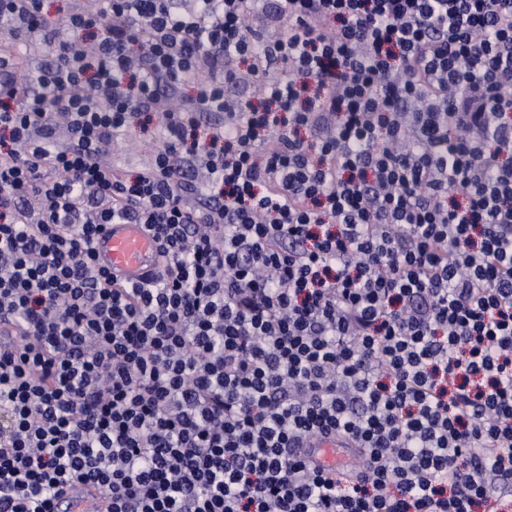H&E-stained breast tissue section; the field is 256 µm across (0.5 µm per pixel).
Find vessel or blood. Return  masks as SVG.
Segmentation results:
<instances>
[{
	"mask_svg": "<svg viewBox=\"0 0 512 512\" xmlns=\"http://www.w3.org/2000/svg\"><path fill=\"white\" fill-rule=\"evenodd\" d=\"M95 259L100 267L126 281L136 280L141 273L156 265V244L140 225L110 224L94 245ZM352 451L344 440L315 442L310 446L311 456L320 463L334 466Z\"/></svg>",
	"mask_w": 512,
	"mask_h": 512,
	"instance_id": "b4317fda",
	"label": "vessel or blood"
}]
</instances>
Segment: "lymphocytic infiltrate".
I'll use <instances>...</instances> for the list:
<instances>
[{"label":"lymphocytic infiltrate","instance_id":"lymphocytic-infiltrate-1","mask_svg":"<svg viewBox=\"0 0 512 512\" xmlns=\"http://www.w3.org/2000/svg\"><path fill=\"white\" fill-rule=\"evenodd\" d=\"M0 20L57 46L0 50V512L512 507V0ZM109 224L156 269L99 267ZM41 35L36 33H21L14 35L9 43L13 44V54L23 62L32 75H38L43 66L54 59V53L50 50L28 52L32 42L39 40ZM161 146V141L155 138L152 129L142 131L139 128L130 132L114 154L107 159L114 163L124 164L129 170L149 165ZM100 267L125 281L136 280L156 265V244L138 224H109L94 245ZM309 448L314 459L330 466L337 465L339 460L347 457L353 449L348 442L341 439L314 442Z\"/></svg>","mask_w":512,"mask_h":512}]
</instances>
